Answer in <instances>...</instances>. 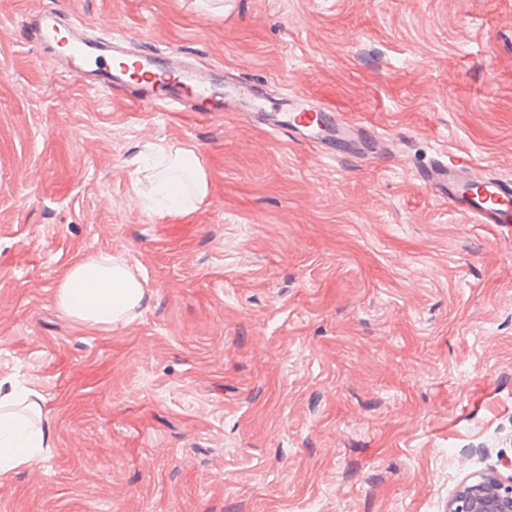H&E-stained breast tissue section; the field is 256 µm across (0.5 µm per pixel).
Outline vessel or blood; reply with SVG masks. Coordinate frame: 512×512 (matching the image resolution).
I'll return each instance as SVG.
<instances>
[{
	"mask_svg": "<svg viewBox=\"0 0 512 512\" xmlns=\"http://www.w3.org/2000/svg\"><path fill=\"white\" fill-rule=\"evenodd\" d=\"M25 24L28 38L44 51V66L76 78L91 90L127 97L157 112L172 107L235 112L255 96L254 85L245 80L221 91L214 70L186 68L179 53L128 51V37L118 30L86 36L79 27L63 24L56 7L36 12ZM270 129L289 140L320 148L331 160L338 156L335 143L339 140L352 143L361 159L389 149L381 133L343 114L313 113L291 103ZM416 179L475 223L512 224V181L482 172L469 160L441 153L430 165L417 169Z\"/></svg>",
	"mask_w": 512,
	"mask_h": 512,
	"instance_id": "obj_1",
	"label": "vessel or blood"
}]
</instances>
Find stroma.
<instances>
[{"label":"stroma","instance_id":"35a3bbf8","mask_svg":"<svg viewBox=\"0 0 512 512\" xmlns=\"http://www.w3.org/2000/svg\"><path fill=\"white\" fill-rule=\"evenodd\" d=\"M0 0V381L52 448L0 512H446L512 459V224L414 177L448 152L512 179V0H60L90 30L385 132L331 161L244 112H152L51 73ZM192 149L187 216L136 168ZM125 256L141 313L63 317L73 260Z\"/></svg>","mask_w":512,"mask_h":512}]
</instances>
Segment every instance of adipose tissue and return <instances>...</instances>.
I'll list each match as a JSON object with an SVG mask.
<instances>
[{
  "label": "adipose tissue",
  "mask_w": 512,
  "mask_h": 512,
  "mask_svg": "<svg viewBox=\"0 0 512 512\" xmlns=\"http://www.w3.org/2000/svg\"><path fill=\"white\" fill-rule=\"evenodd\" d=\"M140 181L164 187L173 195H185V203L171 205L169 214L186 215L197 210L209 194L206 171L187 148L171 146L161 149L157 169L138 172ZM147 291L142 281L124 258L88 255L76 259L56 290L60 312L92 329H109L132 319L145 305ZM43 398L25 397L17 388L0 395V478L25 466L43 460L52 439L49 424L30 426L26 413L17 404H25L26 412H39Z\"/></svg>",
  "instance_id": "1"
}]
</instances>
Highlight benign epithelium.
<instances>
[{
    "instance_id": "obj_1",
    "label": "benign epithelium",
    "mask_w": 512,
    "mask_h": 512,
    "mask_svg": "<svg viewBox=\"0 0 512 512\" xmlns=\"http://www.w3.org/2000/svg\"><path fill=\"white\" fill-rule=\"evenodd\" d=\"M448 512H512V473L495 468L464 478L448 500Z\"/></svg>"
}]
</instances>
